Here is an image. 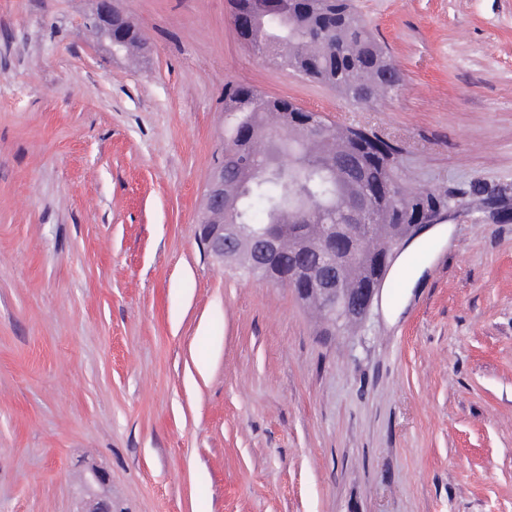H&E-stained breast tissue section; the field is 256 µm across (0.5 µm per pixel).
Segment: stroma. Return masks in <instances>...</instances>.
<instances>
[{"mask_svg":"<svg viewBox=\"0 0 512 512\" xmlns=\"http://www.w3.org/2000/svg\"><path fill=\"white\" fill-rule=\"evenodd\" d=\"M404 73L356 108L246 47L230 0H0V512H512V0H354ZM245 84L372 128L464 211L398 252L335 336L241 275L197 220ZM418 266L415 281L400 273ZM115 12L114 17L117 23V31H122V40L125 45L123 47V51H117L113 46L114 39L112 35V26H113V18H112V0H98L97 7L95 12L89 16L85 22L86 26L96 28L95 33L100 37H103L109 43V49L113 54L120 53H129L133 51H139L142 49V44L139 38V31L136 29L135 25L131 22L128 16H126L122 11L115 8L113 6ZM101 32L98 31V30ZM109 479V474L94 464L86 468L77 512H112V497L106 489Z\"/></svg>","mask_w":512,"mask_h":512,"instance_id":"stroma-1","label":"stroma"}]
</instances>
